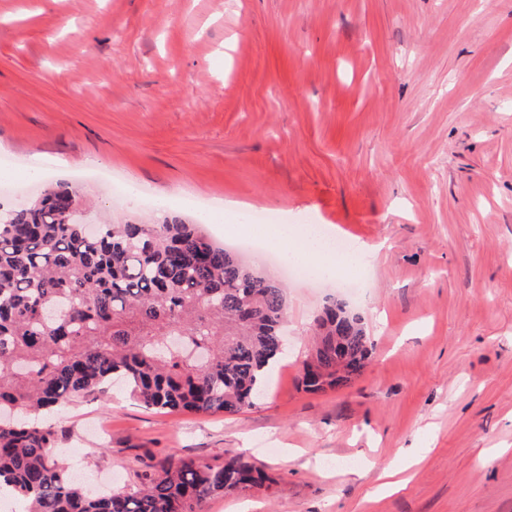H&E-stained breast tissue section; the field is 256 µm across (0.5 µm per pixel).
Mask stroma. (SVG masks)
Returning <instances> with one entry per match:
<instances>
[{
    "instance_id": "obj_1",
    "label": "stroma",
    "mask_w": 512,
    "mask_h": 512,
    "mask_svg": "<svg viewBox=\"0 0 512 512\" xmlns=\"http://www.w3.org/2000/svg\"><path fill=\"white\" fill-rule=\"evenodd\" d=\"M33 155L90 224L152 199L301 216L384 248L362 295L246 258L287 292L288 354L227 415L162 413L120 386L69 404L53 452L87 488L166 457L239 455L270 490L205 512H512V0H0V158ZM135 184L132 205L112 181ZM370 364L305 391L331 301ZM410 480L378 492L383 469Z\"/></svg>"
}]
</instances>
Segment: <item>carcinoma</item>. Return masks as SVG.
Instances as JSON below:
<instances>
[{
  "label": "carcinoma",
  "mask_w": 512,
  "mask_h": 512,
  "mask_svg": "<svg viewBox=\"0 0 512 512\" xmlns=\"http://www.w3.org/2000/svg\"><path fill=\"white\" fill-rule=\"evenodd\" d=\"M75 192L46 187L27 208L0 206V488L28 512H205L224 491L274 480L231 456H170L131 491L91 492L52 454L30 415L103 391L114 378L148 409L237 413L256 405L288 345L282 286L216 246L200 225L75 219ZM372 352L362 316L334 304L316 320L301 383L345 386Z\"/></svg>",
  "instance_id": "carcinoma-1"
}]
</instances>
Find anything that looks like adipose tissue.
Wrapping results in <instances>:
<instances>
[{"label": "adipose tissue", "mask_w": 512, "mask_h": 512, "mask_svg": "<svg viewBox=\"0 0 512 512\" xmlns=\"http://www.w3.org/2000/svg\"><path fill=\"white\" fill-rule=\"evenodd\" d=\"M224 230L258 239L261 245L276 250L284 262L320 265L331 280L348 264L347 258L333 256L328 250L327 242L333 234L332 229L321 226L312 232L284 215L280 216L278 223L258 227L247 223L245 215L239 213L228 220Z\"/></svg>", "instance_id": "1"}]
</instances>
